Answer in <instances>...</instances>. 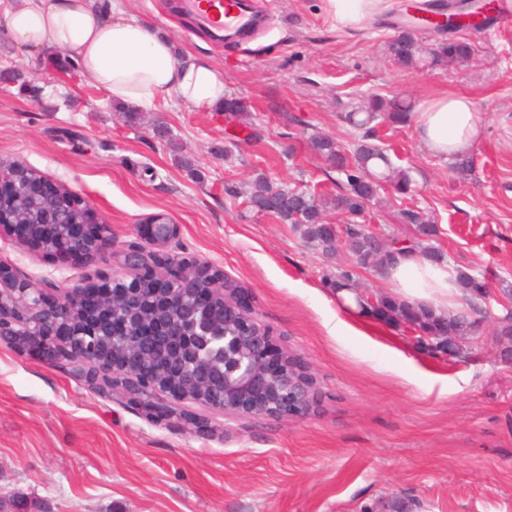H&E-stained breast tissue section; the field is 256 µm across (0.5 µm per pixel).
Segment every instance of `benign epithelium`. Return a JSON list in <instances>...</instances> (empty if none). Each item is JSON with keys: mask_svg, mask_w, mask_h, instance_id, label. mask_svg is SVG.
Returning <instances> with one entry per match:
<instances>
[{"mask_svg": "<svg viewBox=\"0 0 512 512\" xmlns=\"http://www.w3.org/2000/svg\"><path fill=\"white\" fill-rule=\"evenodd\" d=\"M57 186L28 184L36 199L52 198ZM38 253L65 262L99 268L97 288L84 283L61 288L44 279L20 278L0 266V339L19 351L62 364L69 373L96 386L118 392L157 422L175 416L199 435L210 431L207 419L181 414L177 406L190 401L224 416L303 419L316 403L304 363L278 352L273 331L259 326L244 289L199 288L196 278L217 268L192 255L173 254L169 246L179 227L164 218L139 226L147 246L130 243L119 249L120 269L112 268L116 243L106 224H62L48 212L41 224L17 218L1 224ZM153 294L144 310L115 316L110 309L134 301L140 280ZM94 309L98 324L77 326L72 309ZM216 326L233 322L237 334L224 343L237 350L232 366L219 374L201 356L202 321Z\"/></svg>", "mask_w": 512, "mask_h": 512, "instance_id": "7a95c632", "label": "benign epithelium"}]
</instances>
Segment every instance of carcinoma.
Listing matches in <instances>:
<instances>
[{
  "label": "carcinoma",
  "instance_id": "cac0c4a2",
  "mask_svg": "<svg viewBox=\"0 0 512 512\" xmlns=\"http://www.w3.org/2000/svg\"><path fill=\"white\" fill-rule=\"evenodd\" d=\"M388 52L393 60L403 66H413L426 58L433 66L445 65L469 59L474 49L467 42H437L426 48L421 46L408 30L401 31L388 45ZM411 107L409 103L397 98L374 96L364 111L365 119L361 125H367L377 117L384 118L391 125L406 123ZM310 144L327 166L337 173L336 194H315L308 191L290 189L279 185L266 176L256 177L250 186L248 203L259 212H272V216L296 225L305 239L325 255L337 252L340 245H345L352 255V268L341 269L331 280L336 291H346L361 311L380 320L403 327L407 324L417 326L429 336L428 349H434L442 337L452 332L459 337L456 355L470 352L472 336L478 330L476 320L471 313L480 310V302L487 293L486 282L477 276L461 270L458 281L470 311H457L438 314L432 308L417 306L399 297L378 296L375 303L366 301L357 291L353 269L373 268L388 270L396 256L408 249L418 251L429 260L442 263L445 255L434 245L437 236L436 225L413 210L401 212V219L417 227L418 237L405 240L397 246L401 238L393 235L375 234L362 225L351 222L338 227L324 220V213L331 209L345 211L352 216L359 215L376 199L382 189L380 178L395 182V189L408 193L411 178L405 170L391 168L384 151L371 138L352 151L346 150L335 139L325 135H315ZM54 206L65 220L75 219L89 224L100 223L93 209L68 188L57 197ZM45 212V205L34 202L23 195H15L0 202V224L14 220L19 215L31 224L40 223ZM498 335L504 338L502 359L512 361V309L506 310L499 322Z\"/></svg>",
  "mask_w": 512,
  "mask_h": 512
}]
</instances>
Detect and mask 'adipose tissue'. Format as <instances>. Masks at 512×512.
<instances>
[{
  "instance_id": "ef3b65f1",
  "label": "adipose tissue",
  "mask_w": 512,
  "mask_h": 512,
  "mask_svg": "<svg viewBox=\"0 0 512 512\" xmlns=\"http://www.w3.org/2000/svg\"><path fill=\"white\" fill-rule=\"evenodd\" d=\"M383 0H325L344 28L357 29L376 15ZM7 35L22 50H60L75 61L81 78L109 100L149 111L176 99L220 112L227 98L224 69L166 33L128 16L122 0L103 9L100 0H8ZM419 139L443 157L468 153L481 119L473 101L451 93L422 105L414 117ZM398 296L439 312H451L459 293L457 273L414 252L397 256L388 270Z\"/></svg>"
}]
</instances>
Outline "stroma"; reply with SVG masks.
Here are the masks:
<instances>
[{
	"label": "stroma",
	"instance_id": "1",
	"mask_svg": "<svg viewBox=\"0 0 512 512\" xmlns=\"http://www.w3.org/2000/svg\"><path fill=\"white\" fill-rule=\"evenodd\" d=\"M130 16L224 67L244 123L176 100L129 124L102 91L75 79L63 52L28 55L0 19V163L18 161L65 185L109 224L118 244L139 242L154 216L179 227L173 251L211 264L246 288L259 323L308 365L320 397L299 420L212 416L198 435L157 423L121 395L92 389L63 367L0 341V512H512V363L485 344L449 357L403 329L341 305L328 282L351 262L326 257L290 224L247 203L257 175L303 190L331 189L335 171L310 148L322 133L353 147L348 115L373 96L420 107L443 93L474 101L483 128L461 175L413 125L372 123L408 194L380 190L365 213L373 230L411 238L402 210L428 214L453 267L484 275L478 333L488 337L512 289V28L468 32L476 53L448 66H400L388 45L408 6L389 0L348 31L324 0H260L267 26L219 40L175 0H124ZM256 142L235 146L243 124ZM168 137L158 138L156 126ZM234 194H227V187ZM0 263L21 276L74 282L92 266L41 257L0 238Z\"/></svg>",
	"mask_w": 512,
	"mask_h": 512
}]
</instances>
